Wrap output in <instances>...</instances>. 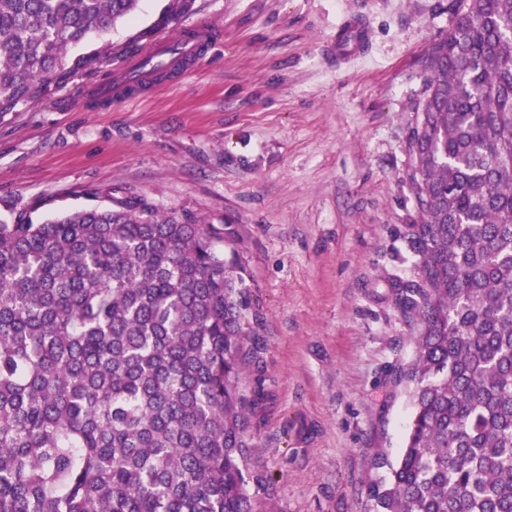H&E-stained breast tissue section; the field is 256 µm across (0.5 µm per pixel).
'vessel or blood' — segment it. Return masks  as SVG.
<instances>
[{
	"mask_svg": "<svg viewBox=\"0 0 512 512\" xmlns=\"http://www.w3.org/2000/svg\"><path fill=\"white\" fill-rule=\"evenodd\" d=\"M342 27L354 33L355 46L351 51L337 52V59L353 66L362 64L365 60L364 47L369 40L365 22L349 16L345 18ZM214 34V28L208 25H193L165 32L147 49L127 59L116 70L113 78L94 86L90 91L91 97L108 101L139 100L148 71L155 69L171 76L184 75L188 66L201 53L204 42Z\"/></svg>",
	"mask_w": 512,
	"mask_h": 512,
	"instance_id": "obj_1",
	"label": "vessel or blood"
}]
</instances>
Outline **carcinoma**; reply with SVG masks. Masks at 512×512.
I'll list each match as a JSON object with an SVG mask.
<instances>
[{
    "label": "carcinoma",
    "instance_id": "carcinoma-1",
    "mask_svg": "<svg viewBox=\"0 0 512 512\" xmlns=\"http://www.w3.org/2000/svg\"><path fill=\"white\" fill-rule=\"evenodd\" d=\"M138 0H0V116L88 65ZM407 171L412 413L374 512H512V0H447ZM145 197L0 224V512H252L245 270Z\"/></svg>",
    "mask_w": 512,
    "mask_h": 512
}]
</instances>
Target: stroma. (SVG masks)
<instances>
[{
    "label": "stroma",
    "mask_w": 512,
    "mask_h": 512,
    "mask_svg": "<svg viewBox=\"0 0 512 512\" xmlns=\"http://www.w3.org/2000/svg\"><path fill=\"white\" fill-rule=\"evenodd\" d=\"M170 0L79 46L110 59L168 30ZM186 21L219 44L142 100L100 103L107 70L73 72L0 117V222L40 223L108 204L115 190L202 224H232L225 256L247 271L259 350L241 370L266 397L249 414L253 512H372L368 488L396 459L412 411L398 370L415 320L390 279L415 277L408 137L418 60L452 25L437 0H191ZM368 22L370 60L336 65L346 16Z\"/></svg>",
    "instance_id": "stroma-1"
}]
</instances>
